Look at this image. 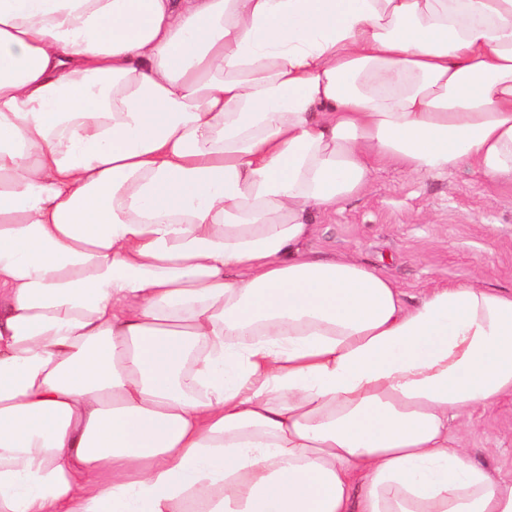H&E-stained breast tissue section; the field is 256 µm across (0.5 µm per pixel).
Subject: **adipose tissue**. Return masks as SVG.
Instances as JSON below:
<instances>
[{
  "label": "adipose tissue",
  "instance_id": "obj_1",
  "mask_svg": "<svg viewBox=\"0 0 512 512\" xmlns=\"http://www.w3.org/2000/svg\"><path fill=\"white\" fill-rule=\"evenodd\" d=\"M385 164L512 179V0H0V512H512V290L306 248ZM464 445L469 458L502 474H512V396L466 420Z\"/></svg>",
  "mask_w": 512,
  "mask_h": 512
}]
</instances>
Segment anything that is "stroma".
<instances>
[{"instance_id":"35a3bbf8","label":"stroma","mask_w":512,"mask_h":512,"mask_svg":"<svg viewBox=\"0 0 512 512\" xmlns=\"http://www.w3.org/2000/svg\"><path fill=\"white\" fill-rule=\"evenodd\" d=\"M313 221L310 249L379 270L407 303L447 282L512 289V181L464 168L412 175L386 166L359 197ZM464 445L473 462L512 474V396L472 414Z\"/></svg>"}]
</instances>
